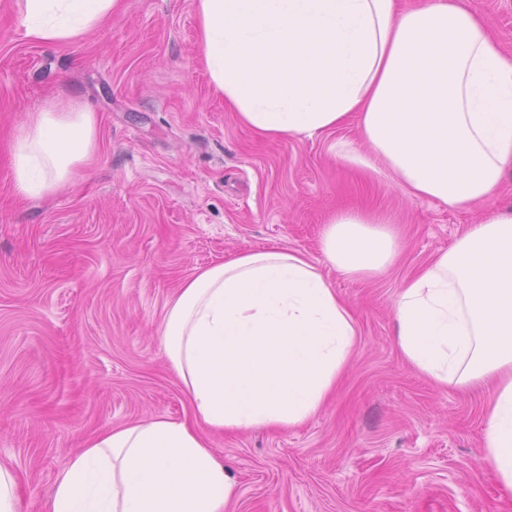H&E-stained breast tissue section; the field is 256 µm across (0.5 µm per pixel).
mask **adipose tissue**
Instances as JSON below:
<instances>
[{"instance_id":"ef3b65f1","label":"adipose tissue","mask_w":512,"mask_h":512,"mask_svg":"<svg viewBox=\"0 0 512 512\" xmlns=\"http://www.w3.org/2000/svg\"><path fill=\"white\" fill-rule=\"evenodd\" d=\"M121 0H16L26 38L65 46L101 29ZM198 51L215 92L262 138H303L357 119L365 152L343 159L412 196L466 210L512 170V53L466 0H194ZM98 150L77 101L27 113L10 176L28 198L56 192ZM389 219L339 211L322 262L277 245L198 270L165 303L166 358L191 420L104 430L57 476L47 512H225L236 482L208 433L292 429L316 416L361 333L325 276L386 271ZM403 359L443 390L491 385L485 459L512 491V211L467 227L405 278L393 300Z\"/></svg>"}]
</instances>
